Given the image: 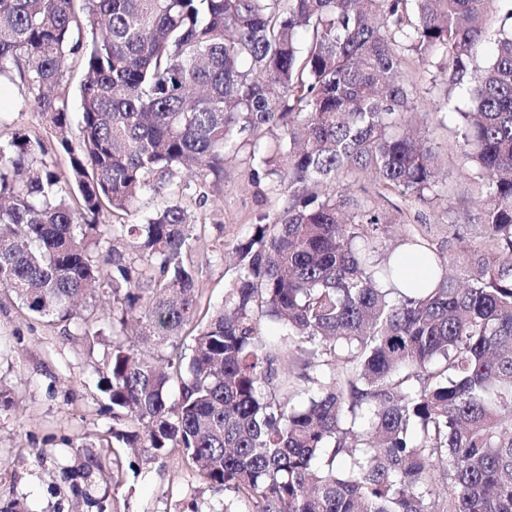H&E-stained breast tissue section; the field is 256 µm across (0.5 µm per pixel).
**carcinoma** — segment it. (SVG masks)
I'll return each mask as SVG.
<instances>
[{"instance_id":"obj_1","label":"carcinoma","mask_w":512,"mask_h":512,"mask_svg":"<svg viewBox=\"0 0 512 512\" xmlns=\"http://www.w3.org/2000/svg\"><path fill=\"white\" fill-rule=\"evenodd\" d=\"M432 50L444 97L467 98L449 116L480 236L458 261L406 238L439 281L401 290L373 242L387 213L351 209L343 181L455 208L405 79ZM68 56L85 69L76 144L54 94ZM14 71L69 170L37 164L38 139L0 143V288L48 323L112 295L117 444L178 454L247 512H512V0H0ZM269 135L250 179L284 205L204 310L182 200ZM147 195L163 204L140 222L101 221ZM108 239L128 250L95 256ZM83 336L103 341L98 319Z\"/></svg>"}]
</instances>
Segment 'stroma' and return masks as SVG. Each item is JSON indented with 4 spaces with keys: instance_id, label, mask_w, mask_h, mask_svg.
I'll list each match as a JSON object with an SVG mask.
<instances>
[{
    "instance_id": "obj_1",
    "label": "stroma",
    "mask_w": 512,
    "mask_h": 512,
    "mask_svg": "<svg viewBox=\"0 0 512 512\" xmlns=\"http://www.w3.org/2000/svg\"><path fill=\"white\" fill-rule=\"evenodd\" d=\"M406 79L417 89L422 110L428 111V136L437 144L441 170L450 192L463 194L472 186L458 162L453 127L443 125L431 110L443 95L444 70L411 59ZM34 93L17 74L0 78V142L23 134L44 142V161L65 173L66 154L53 131L34 108ZM253 161L241 150L225 165L221 185L200 183L184 204L198 216V240L190 256L203 299L211 306L224 300V286L236 275L224 250L233 246L262 219L274 215L284 203L270 184H253ZM347 193L363 205L384 209L396 222L378 233L375 245L387 253L403 235L420 237L435 251L457 254L474 231L464 222H450L437 206L422 205L398 194H381L365 174L347 181ZM112 306L107 294L87 298L74 319L50 324L34 319L14 296L0 289V387L10 392L12 405L0 412V501L24 503L28 512H92L84 496L105 498L107 512H181L192 496L212 498V491L190 469L174 459L146 460L118 449L120 471L106 469L88 486L86 494L73 492L61 481L62 469L78 468L82 454L75 447L85 440L111 439L112 415L98 389L96 368L105 344L88 349L81 328L89 316L104 317Z\"/></svg>"
}]
</instances>
